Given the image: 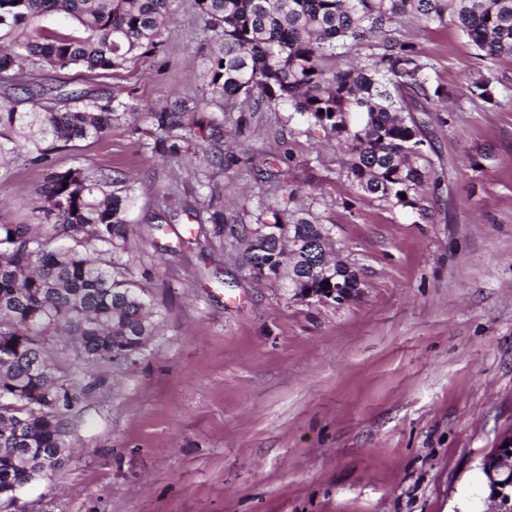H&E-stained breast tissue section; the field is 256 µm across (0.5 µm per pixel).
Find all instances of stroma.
I'll return each instance as SVG.
<instances>
[{
  "mask_svg": "<svg viewBox=\"0 0 512 512\" xmlns=\"http://www.w3.org/2000/svg\"><path fill=\"white\" fill-rule=\"evenodd\" d=\"M395 36L448 90L444 107L410 106L432 164L422 211L361 196L338 140L304 114L261 110L256 138L223 146L237 157L217 176L228 212L280 203L246 159L281 156L359 275L341 305L254 278L232 243L188 242L187 217L150 221L194 202L196 160L138 141L150 109L207 97L192 0L159 51L122 70L39 73L45 88L118 92L139 109L52 160L137 173L130 270L162 321L136 362L90 369L44 336L62 372L100 385L67 416L64 465L0 512H486L482 459L512 430V58L488 63L451 25ZM487 72L491 103L465 87ZM9 171L0 223H31L41 168L20 155Z\"/></svg>",
  "mask_w": 512,
  "mask_h": 512,
  "instance_id": "1",
  "label": "stroma"
}]
</instances>
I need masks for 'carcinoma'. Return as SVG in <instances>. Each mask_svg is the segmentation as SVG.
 Here are the masks:
<instances>
[{
  "instance_id": "obj_1",
  "label": "carcinoma",
  "mask_w": 512,
  "mask_h": 512,
  "mask_svg": "<svg viewBox=\"0 0 512 512\" xmlns=\"http://www.w3.org/2000/svg\"><path fill=\"white\" fill-rule=\"evenodd\" d=\"M178 0H0V179L26 152L42 168L30 203L32 224H0V488L41 476L43 462L64 458L66 415L98 387L77 386L58 373L42 336L83 342L76 356L88 365L134 361L159 320L148 294L129 277L135 188L119 169L55 167L51 152L75 140L98 139L135 115L114 92L92 97L56 88L49 97L33 72L83 68L116 71L159 49ZM203 41L210 45L205 80L212 111L176 99L148 113L140 147L192 155L200 165L199 209H184L197 233L244 245L242 265L267 267L283 285L323 288V268L288 250V237L330 245L320 218L296 215L297 188L279 157L257 152L253 168L279 184L283 205L258 201V224H288L276 236L254 233L238 213L224 212L213 168H224L217 145L231 112L249 106L287 107L308 115L345 147L347 177L367 195L423 212L419 190L432 175L420 125L406 96L443 101L433 64L392 37L405 20L455 26L490 60L512 57V0H193ZM71 19L76 33L42 25L49 15ZM378 41L364 64L339 63ZM469 91L493 98L492 78ZM406 198H401V195Z\"/></svg>"
}]
</instances>
